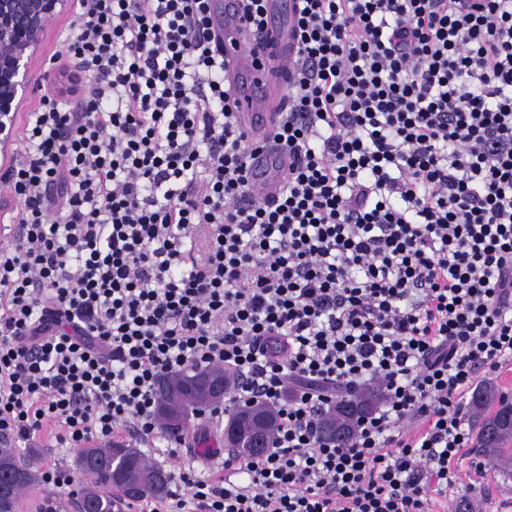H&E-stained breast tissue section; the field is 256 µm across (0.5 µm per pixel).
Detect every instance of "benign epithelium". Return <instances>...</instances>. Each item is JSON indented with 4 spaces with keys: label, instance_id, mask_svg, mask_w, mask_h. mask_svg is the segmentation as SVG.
<instances>
[{
    "label": "benign epithelium",
    "instance_id": "7a95c632",
    "mask_svg": "<svg viewBox=\"0 0 512 512\" xmlns=\"http://www.w3.org/2000/svg\"><path fill=\"white\" fill-rule=\"evenodd\" d=\"M70 8V0H0V174L17 155L13 125L27 101L46 87L67 94L44 60L51 22ZM226 391L218 378L200 391V398L218 405Z\"/></svg>",
    "mask_w": 512,
    "mask_h": 512
}]
</instances>
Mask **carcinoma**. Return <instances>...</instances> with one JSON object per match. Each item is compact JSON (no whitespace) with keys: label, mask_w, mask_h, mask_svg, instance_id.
Here are the masks:
<instances>
[{"label":"carcinoma","mask_w":512,"mask_h":512,"mask_svg":"<svg viewBox=\"0 0 512 512\" xmlns=\"http://www.w3.org/2000/svg\"><path fill=\"white\" fill-rule=\"evenodd\" d=\"M217 373L224 384L231 385V374L222 369L191 368L178 378L172 380L178 387L177 394L162 397L172 404L181 419L171 428L182 433L189 431V417L203 409L195 399L191 389L199 385L197 378L203 373ZM376 390L365 388L350 400H340L333 405L320 423L319 433L328 440L340 445L349 442L356 419L378 404ZM471 405L476 413L477 434L476 448L491 463L512 459V401L497 397L490 386H482L474 392ZM257 411L268 420V425L256 430L244 425L233 451L246 457H257L266 451V444L271 442L274 429V412L265 404L259 405ZM90 459L93 464L82 472L78 494L85 496L88 512H113L123 500L136 501L143 496L162 497L168 491V483L154 484L150 477L162 471L159 466L150 464L137 450L132 449V456L119 455V447L113 444L84 445L76 449V460ZM36 474L25 464L15 449L3 445L0 449V485L9 486V491L0 496V512H17L20 495L32 488Z\"/></svg>","instance_id":"obj_1"}]
</instances>
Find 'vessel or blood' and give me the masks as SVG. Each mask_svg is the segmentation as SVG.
Masks as SVG:
<instances>
[{"mask_svg": "<svg viewBox=\"0 0 512 512\" xmlns=\"http://www.w3.org/2000/svg\"><path fill=\"white\" fill-rule=\"evenodd\" d=\"M293 11V0H267V23L258 29L246 18L241 0L212 3L211 30L228 65L236 122L254 146L248 192L259 201L278 196L293 161L286 148L270 141L286 105L287 77L296 62ZM252 43L258 45V52L249 51Z\"/></svg>", "mask_w": 512, "mask_h": 512, "instance_id": "1", "label": "vessel or blood"}]
</instances>
